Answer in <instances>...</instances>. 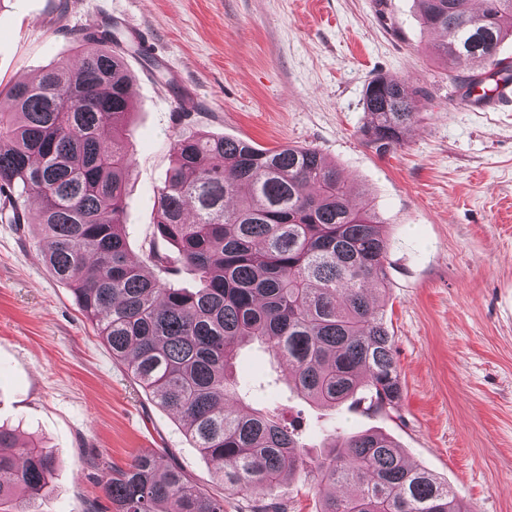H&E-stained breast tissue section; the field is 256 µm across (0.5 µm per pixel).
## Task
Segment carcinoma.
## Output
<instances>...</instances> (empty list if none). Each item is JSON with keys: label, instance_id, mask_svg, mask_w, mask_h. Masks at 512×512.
<instances>
[{"label": "carcinoma", "instance_id": "obj_1", "mask_svg": "<svg viewBox=\"0 0 512 512\" xmlns=\"http://www.w3.org/2000/svg\"><path fill=\"white\" fill-rule=\"evenodd\" d=\"M417 0L423 24L449 32L432 45L448 72L475 86L512 61L498 57L512 37V0ZM92 60L58 62L13 84L0 110V221L35 223L44 262L97 335L138 384L183 422L224 488L250 512H287L268 496L310 477L320 512H470L448 483L414 467L378 432L326 434L312 458L302 434L277 409L246 403L234 374L245 342L285 364L293 390L320 406L397 412L403 390L393 340L367 290L387 288L388 243L378 214L350 201L336 166L314 148L262 149L241 140L189 133L173 146L174 165L158 193L157 233L169 253L129 256L123 230L130 164L124 121L133 108L118 32H89ZM415 91L377 77L363 95L358 134L385 156L417 120ZM41 200L31 220L21 197ZM187 269L193 290L166 285L154 270ZM54 458L0 426V504L39 512ZM103 490L117 512H224V498L191 482L157 454L112 466Z\"/></svg>", "mask_w": 512, "mask_h": 512}]
</instances>
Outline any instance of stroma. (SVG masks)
Returning a JSON list of instances; mask_svg holds the SVG:
<instances>
[{"instance_id":"35a3bbf8","label":"stroma","mask_w":512,"mask_h":512,"mask_svg":"<svg viewBox=\"0 0 512 512\" xmlns=\"http://www.w3.org/2000/svg\"><path fill=\"white\" fill-rule=\"evenodd\" d=\"M97 23L120 33L132 77L124 231L134 258L156 232L172 145L192 132L314 148L352 204L369 202L382 222L388 288L373 300L393 339L399 414L309 405L255 343L235 364L251 407L302 421L312 457L332 429L387 434L471 512H512V106L463 99V77L429 53L440 36L414 0H0V87L78 64L91 49L78 35ZM379 76L416 88L421 117L383 157L358 135L363 90ZM38 241L34 225L0 223V424L55 458L40 512H114L108 467L150 451L223 497L224 512H247L178 417L113 361Z\"/></svg>"}]
</instances>
